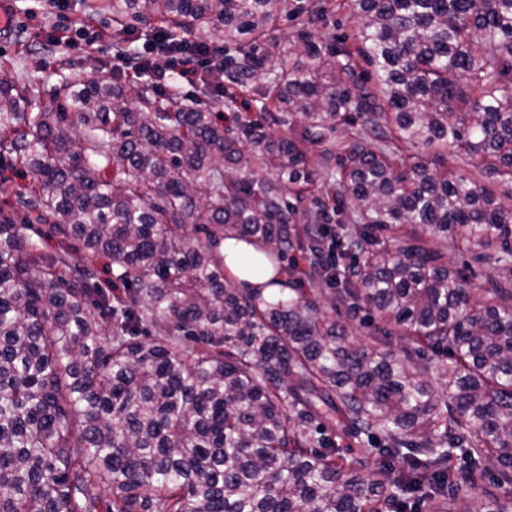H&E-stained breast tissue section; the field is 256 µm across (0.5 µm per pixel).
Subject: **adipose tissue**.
I'll list each match as a JSON object with an SVG mask.
<instances>
[{
  "mask_svg": "<svg viewBox=\"0 0 512 512\" xmlns=\"http://www.w3.org/2000/svg\"><path fill=\"white\" fill-rule=\"evenodd\" d=\"M221 252L224 256V269L238 286L261 289L266 302L275 303L280 300L279 287L269 283L273 269L259 263V253L254 246L229 237L225 239Z\"/></svg>",
  "mask_w": 512,
  "mask_h": 512,
  "instance_id": "1",
  "label": "adipose tissue"
}]
</instances>
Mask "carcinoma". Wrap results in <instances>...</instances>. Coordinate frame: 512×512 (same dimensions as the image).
<instances>
[{"instance_id": "cac0c4a2", "label": "carcinoma", "mask_w": 512, "mask_h": 512, "mask_svg": "<svg viewBox=\"0 0 512 512\" xmlns=\"http://www.w3.org/2000/svg\"><path fill=\"white\" fill-rule=\"evenodd\" d=\"M346 6L351 45L321 0H112L139 75L63 77L38 112L0 77V159L34 177L0 209V512H447L491 461L509 512L512 204L491 186L512 183V0ZM149 19L223 55L184 104L129 48ZM226 237L288 299L236 287ZM451 252L505 276L473 298Z\"/></svg>"}]
</instances>
